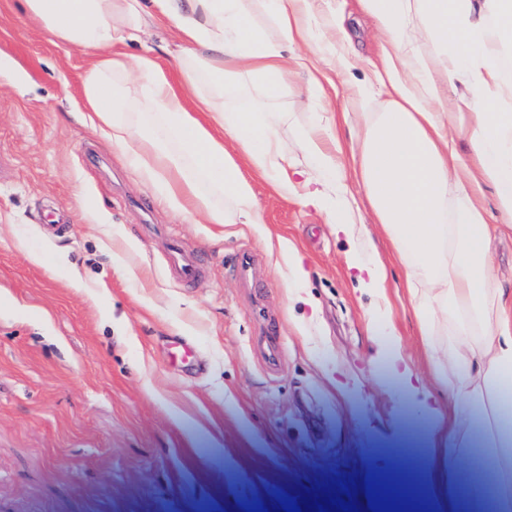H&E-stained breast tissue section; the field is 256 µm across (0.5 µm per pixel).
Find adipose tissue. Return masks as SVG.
<instances>
[{
    "instance_id": "ef3b65f1",
    "label": "adipose tissue",
    "mask_w": 512,
    "mask_h": 512,
    "mask_svg": "<svg viewBox=\"0 0 512 512\" xmlns=\"http://www.w3.org/2000/svg\"><path fill=\"white\" fill-rule=\"evenodd\" d=\"M22 2L51 42L89 55L85 122L123 150L163 206L214 224L260 223L249 168L358 242L348 266L359 288L386 297L400 268L448 398L424 407L448 460L425 480L451 507L465 468L478 465L494 512H512V285L493 253L495 239L512 235V0H357L380 37L372 77L357 85L353 111L316 113L290 139L268 105L301 76L320 89L321 65L339 74L356 66L351 26L317 15L313 0ZM156 28L181 43L180 84L148 39ZM131 42L139 54L124 52ZM248 83L263 104L240 103ZM341 122L353 139L350 177ZM375 225L390 258L374 244Z\"/></svg>"
}]
</instances>
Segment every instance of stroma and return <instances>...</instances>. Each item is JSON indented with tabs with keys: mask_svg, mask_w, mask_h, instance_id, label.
I'll return each instance as SVG.
<instances>
[{
	"mask_svg": "<svg viewBox=\"0 0 512 512\" xmlns=\"http://www.w3.org/2000/svg\"><path fill=\"white\" fill-rule=\"evenodd\" d=\"M354 45L358 66L326 91L339 112L377 58L370 21ZM88 63L48 41L21 0H0V512H284L283 496L338 512L335 493L371 512L366 477L403 486L401 449L420 442L428 472L431 422L389 370L400 350L436 389L408 301L394 303L397 339L372 331L380 301L356 289L352 243L261 178L258 224L156 204L80 121ZM173 237L202 267L191 285L161 264ZM281 238L305 258L312 305L290 297L266 245ZM242 248L258 268L249 283L231 270ZM259 305L274 321L273 367L255 346L268 331ZM176 336L194 360L171 359Z\"/></svg>",
	"mask_w": 512,
	"mask_h": 512,
	"instance_id": "obj_1",
	"label": "stroma"
}]
</instances>
